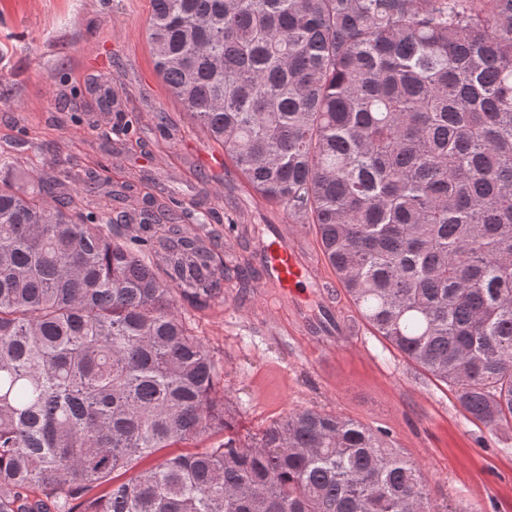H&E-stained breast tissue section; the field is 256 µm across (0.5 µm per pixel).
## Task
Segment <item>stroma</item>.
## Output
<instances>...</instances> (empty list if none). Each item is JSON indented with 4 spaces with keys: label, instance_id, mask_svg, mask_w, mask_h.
Here are the masks:
<instances>
[{
    "label": "stroma",
    "instance_id": "obj_1",
    "mask_svg": "<svg viewBox=\"0 0 512 512\" xmlns=\"http://www.w3.org/2000/svg\"><path fill=\"white\" fill-rule=\"evenodd\" d=\"M151 0H0V147L23 146L0 179L31 189L34 171L67 160L73 176L94 170L111 181L148 176L154 193L198 200L211 227L288 223L261 199L224 151L194 125L158 75L149 41ZM111 87L117 112H89L92 84ZM139 144L124 145L123 117ZM299 247L325 291L294 303L279 289H236L181 312L224 369V399L253 434L303 408L336 412L390 431L421 464L440 512H512V423L491 432L453 391L410 364L360 317L327 264L309 225ZM323 324L312 332L313 324Z\"/></svg>",
    "mask_w": 512,
    "mask_h": 512
}]
</instances>
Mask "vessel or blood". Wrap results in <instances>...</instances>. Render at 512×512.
Listing matches in <instances>:
<instances>
[{"label":"vessel or blood","instance_id":"1","mask_svg":"<svg viewBox=\"0 0 512 512\" xmlns=\"http://www.w3.org/2000/svg\"><path fill=\"white\" fill-rule=\"evenodd\" d=\"M260 256L263 282L280 289L284 295L294 298L300 296L302 289L313 287L309 265L293 238L273 232L261 243Z\"/></svg>","mask_w":512,"mask_h":512}]
</instances>
